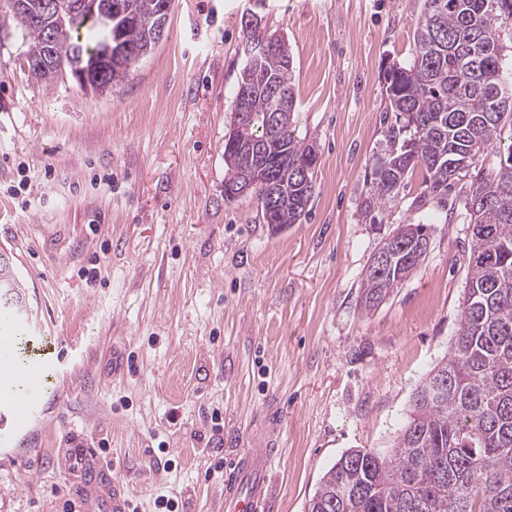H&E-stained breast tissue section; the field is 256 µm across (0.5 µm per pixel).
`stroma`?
Here are the masks:
<instances>
[{
	"label": "stroma",
	"instance_id": "stroma-1",
	"mask_svg": "<svg viewBox=\"0 0 512 512\" xmlns=\"http://www.w3.org/2000/svg\"><path fill=\"white\" fill-rule=\"evenodd\" d=\"M248 6L174 0L162 42L101 96L67 71L32 77L26 38L0 18V251L25 302L11 334L55 361L31 422L0 427V512H62L53 458L76 438L129 512H162L163 497L210 512L249 448L276 451L265 512H307L343 452L393 447L454 341L468 180L433 197L418 170L376 221L361 214L414 0H266L262 23L293 54L296 134L320 152L308 213L283 228L254 195L224 199ZM404 224L431 225L429 251L365 310V271Z\"/></svg>",
	"mask_w": 512,
	"mask_h": 512
}]
</instances>
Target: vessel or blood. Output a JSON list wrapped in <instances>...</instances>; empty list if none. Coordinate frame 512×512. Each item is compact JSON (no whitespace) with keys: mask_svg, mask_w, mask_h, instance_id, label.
<instances>
[{"mask_svg":"<svg viewBox=\"0 0 512 512\" xmlns=\"http://www.w3.org/2000/svg\"><path fill=\"white\" fill-rule=\"evenodd\" d=\"M47 367L42 362L14 363L0 372V405L19 421L30 418L43 394ZM273 455L269 448H250L234 461L224 479V496L215 512H260L266 493V472ZM61 464L70 476L78 512H127L123 486L110 474L95 449L74 443Z\"/></svg>","mask_w":512,"mask_h":512,"instance_id":"b4317fda","label":"vessel or blood"}]
</instances>
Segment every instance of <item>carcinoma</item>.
Here are the masks:
<instances>
[{"label":"carcinoma","mask_w":512,"mask_h":512,"mask_svg":"<svg viewBox=\"0 0 512 512\" xmlns=\"http://www.w3.org/2000/svg\"><path fill=\"white\" fill-rule=\"evenodd\" d=\"M139 23L124 39L148 55L155 0H138ZM413 59L385 68L387 111L395 116L365 179L362 215L375 221L416 169L435 196L470 178V223L488 231L472 240L466 298L455 341L415 390L409 420L391 450H346L321 477L308 512H512V144L499 165L480 158L512 141V58L503 27L512 0H418ZM28 53L44 49V25L24 28ZM269 50L237 79L249 90L253 120L224 143V182L237 181L260 143L280 175L274 222L297 224L314 194L300 176L309 145L292 129L297 107L293 55L285 39L264 32ZM94 57L104 32L91 6L71 29ZM278 113L276 127L267 115ZM386 243L390 260L367 270L361 305L378 307L424 261L431 226L404 224Z\"/></svg>","instance_id":"obj_1"}]
</instances>
